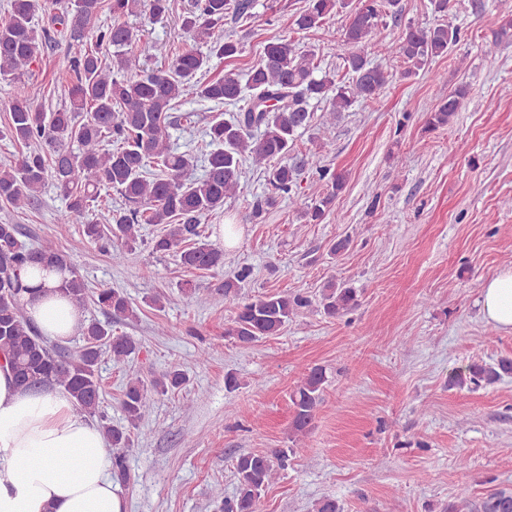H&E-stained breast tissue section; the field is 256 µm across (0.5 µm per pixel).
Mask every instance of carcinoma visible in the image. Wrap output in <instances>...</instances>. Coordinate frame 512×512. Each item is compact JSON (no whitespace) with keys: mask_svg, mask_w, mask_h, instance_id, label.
<instances>
[{"mask_svg":"<svg viewBox=\"0 0 512 512\" xmlns=\"http://www.w3.org/2000/svg\"><path fill=\"white\" fill-rule=\"evenodd\" d=\"M399 4L400 0H357L344 30V42L353 47L366 43L386 18L399 16ZM251 6V0H194L192 9L182 16L181 26L196 42L205 44L208 53L194 49L176 52L157 44L154 50L168 61V67L147 70L133 47V29L121 21L138 11L140 0H72L70 11L59 19L69 45V104L43 111L35 106L42 96L35 85L11 101L0 137L28 148V152L0 163V201L29 205L51 181L66 202L71 222L84 225L83 233L90 240L108 245L113 263L126 261L128 251L141 239V225L168 224L167 232L151 238L152 252H173L183 266L201 271L224 268V250L201 240V224L236 194L248 162L263 168L266 181L254 217H261L279 199L297 193L301 175L308 172L326 181L328 191L306 206L303 215L310 222L322 221L333 209L346 176L323 165L330 150V143L323 139L318 150L306 155L301 164L291 156L299 131L306 129L313 117L311 102L326 104L328 119L322 126L327 128L355 103L377 99L389 83L390 73L357 52L344 58V76L321 73L312 52L273 39L264 46L260 62L247 69L245 78L227 72L201 81L198 75L208 68L211 58L226 60L239 53V43L230 35L215 34V29L229 16L239 19L248 14ZM337 6L346 8L349 2L308 0L307 8L295 16L294 25L299 30L319 28ZM38 7L39 0H10L9 17L0 24L1 79L31 66L47 46V40L32 26ZM105 9L112 13V23H96ZM459 40V27L448 23L410 26L398 43L381 44L377 53L399 59L404 65L402 76L408 78L433 59L448 55ZM104 48L111 55H102ZM187 96L239 106L230 119L216 121L206 131L211 150L203 154L205 174L201 177L194 175L198 156L179 152L170 144L167 112ZM466 96L464 86L450 93L430 113L428 127L448 125ZM149 161L158 167L151 175L144 171ZM103 186L121 196V205L111 207L110 225L105 229L89 219ZM21 236L18 225L0 224V355L9 362L20 385L65 390L80 411L102 420L111 447H129L131 431L140 427L153 400L136 377L127 384L120 402L128 427L105 422L98 361L104 347L112 353V361L125 360L135 352L136 340L112 334L110 322L92 320L82 328L79 349L65 354L50 345L20 304L24 291L21 271L39 264L68 272L58 292L80 306L87 302V289L70 257L53 240L30 246ZM250 275L251 269L242 266L219 284L224 289V303L234 310L225 335L244 347L279 334L303 308L315 304L325 315L339 317L359 304L354 288L333 280L326 283L315 302L300 293L244 298L238 288ZM95 304L115 321L136 317L128 297L112 288L101 290ZM510 375L512 358L494 364L471 363L450 375L448 387L461 390L492 385ZM326 382L325 370L311 367L291 395L293 442L297 445L323 401ZM286 458L284 450L239 455L236 494L224 501V512H256L262 491L273 479L274 461ZM445 512H512V491L491 492L479 502L460 496L448 503Z\"/></svg>","mask_w":512,"mask_h":512,"instance_id":"carcinoma-1","label":"carcinoma"}]
</instances>
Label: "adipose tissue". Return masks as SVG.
<instances>
[{"label":"adipose tissue","instance_id":"1","mask_svg":"<svg viewBox=\"0 0 512 512\" xmlns=\"http://www.w3.org/2000/svg\"><path fill=\"white\" fill-rule=\"evenodd\" d=\"M64 274L22 271L21 301L44 336L66 341L82 310L57 295ZM485 320L512 330V268L488 279L478 299ZM0 512H126L112 480V457L101 428L63 390L29 391L0 364Z\"/></svg>","mask_w":512,"mask_h":512}]
</instances>
